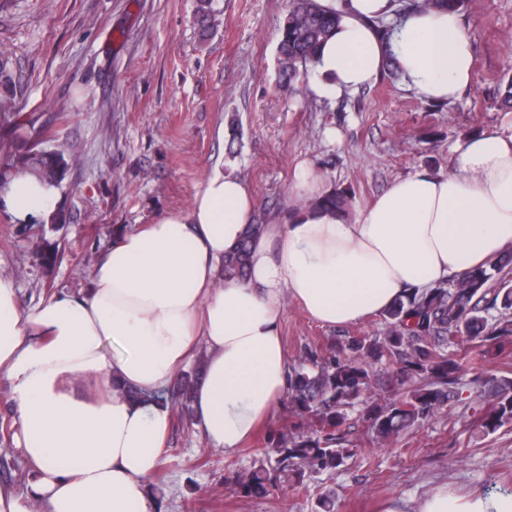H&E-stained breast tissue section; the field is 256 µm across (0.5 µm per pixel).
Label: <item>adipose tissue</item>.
I'll list each match as a JSON object with an SVG mask.
<instances>
[{
  "label": "adipose tissue",
  "instance_id": "obj_1",
  "mask_svg": "<svg viewBox=\"0 0 512 512\" xmlns=\"http://www.w3.org/2000/svg\"><path fill=\"white\" fill-rule=\"evenodd\" d=\"M320 3L344 14L309 81L331 99L382 73L386 45L369 21L391 2ZM395 51L406 85L427 99L455 98L472 79L474 46L457 13L412 12ZM57 198L56 187L24 174L0 185V202L20 222L50 215ZM256 207L243 180L216 170L189 209L116 237L84 295L58 294L23 313L13 278L0 275V378L33 469L27 498L0 490V512H155L149 484L171 409L133 401L128 388H169L205 350L196 426L211 446L233 451L270 420L287 387L284 297L322 324L345 325L512 249V128L457 142L448 174L399 180L355 220L304 208L265 225L247 278L222 280L224 255ZM417 512H512V494L440 488Z\"/></svg>",
  "mask_w": 512,
  "mask_h": 512
}]
</instances>
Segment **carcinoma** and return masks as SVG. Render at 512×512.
Segmentation results:
<instances>
[{
	"instance_id": "carcinoma-1",
	"label": "carcinoma",
	"mask_w": 512,
	"mask_h": 512,
	"mask_svg": "<svg viewBox=\"0 0 512 512\" xmlns=\"http://www.w3.org/2000/svg\"><path fill=\"white\" fill-rule=\"evenodd\" d=\"M393 18L378 20L385 40V72L402 75L391 40L400 31L403 16L418 8L460 12L465 0H394ZM341 15L323 9L319 0H290L280 29V71L288 87L306 88L310 66L320 45L340 22ZM69 163L61 151L50 152L40 143L4 151L0 180L28 172L38 180L60 185ZM351 192L335 189L310 200L321 211L345 217ZM61 217L52 214L35 230L33 260L50 275L60 261V247L53 234ZM264 227L255 218L234 250L224 255L223 276L243 277L252 240ZM388 329L383 336H349L338 350L324 356L308 350L312 367L289 368L288 403L300 424L294 430L257 450L253 465L231 477L244 498L266 497L283 483H304L314 474L331 472L356 452L347 447L343 426L355 413L382 442L392 444L404 430L423 424L445 406L463 402V389L488 403L480 427L493 434L512 426V372L485 376L487 355L512 336V252L487 266L468 272L455 283L425 291L410 289L383 313ZM391 366L387 385L393 396L371 395L376 385L372 365ZM201 369L181 376L169 394L156 400L170 403L182 417L193 416V390Z\"/></svg>"
}]
</instances>
